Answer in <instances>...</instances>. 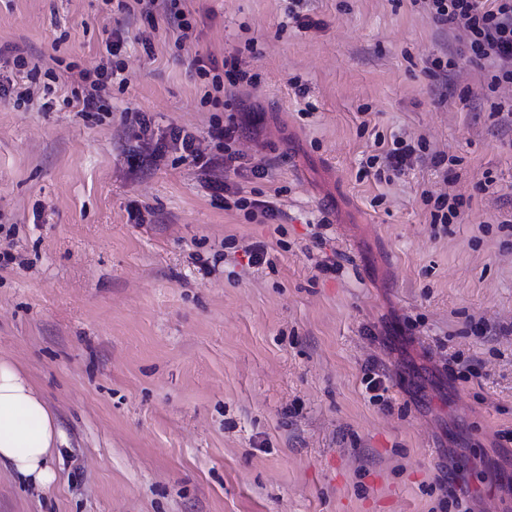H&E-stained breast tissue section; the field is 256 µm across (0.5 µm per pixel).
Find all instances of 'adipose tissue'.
Here are the masks:
<instances>
[{"mask_svg": "<svg viewBox=\"0 0 512 512\" xmlns=\"http://www.w3.org/2000/svg\"><path fill=\"white\" fill-rule=\"evenodd\" d=\"M63 434L40 391L10 358L0 357V464L23 481L52 485V465Z\"/></svg>", "mask_w": 512, "mask_h": 512, "instance_id": "ef3b65f1", "label": "adipose tissue"}]
</instances>
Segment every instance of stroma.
I'll return each mask as SVG.
<instances>
[{
	"mask_svg": "<svg viewBox=\"0 0 512 512\" xmlns=\"http://www.w3.org/2000/svg\"><path fill=\"white\" fill-rule=\"evenodd\" d=\"M112 5L0 0V356L65 437L54 485L0 465V512H455L452 476L471 512H512V88L432 76L457 36L414 0H310L305 28L284 0H181L186 33ZM198 58L250 79L209 93ZM107 62L124 83L81 111L70 70ZM249 113L236 147L270 175L226 181L276 220L225 209L170 143L213 152ZM378 133L422 161L363 175ZM446 185L463 212L435 224L421 192ZM245 241L267 263H227Z\"/></svg>",
	"mask_w": 512,
	"mask_h": 512,
	"instance_id": "stroma-1",
	"label": "stroma"
}]
</instances>
